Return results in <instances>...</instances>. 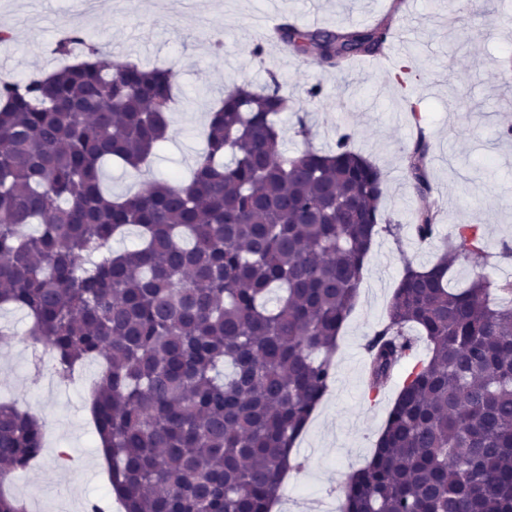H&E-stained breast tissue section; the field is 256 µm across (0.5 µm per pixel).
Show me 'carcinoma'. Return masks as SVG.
Masks as SVG:
<instances>
[{
    "label": "carcinoma",
    "instance_id": "carcinoma-1",
    "mask_svg": "<svg viewBox=\"0 0 512 512\" xmlns=\"http://www.w3.org/2000/svg\"><path fill=\"white\" fill-rule=\"evenodd\" d=\"M389 35L384 20L279 30L290 52L338 70ZM53 55L47 77L0 79V308L26 313L61 378L102 365L89 413L124 512H270L334 381L374 237L399 235L380 210L385 176L345 133L286 153L288 94L243 83L210 111L190 181L114 197L102 164L138 173L156 154L176 71L115 64L80 30ZM431 152L422 133L406 152L418 196L432 191ZM413 223L430 240L437 213ZM131 227L138 248L113 250ZM482 252L481 225L459 224L431 266L405 265L365 345L366 394L409 365L343 512H512V282L450 286L456 261ZM43 447L42 424L0 401V484ZM0 512H25L22 499L0 488Z\"/></svg>",
    "mask_w": 512,
    "mask_h": 512
}]
</instances>
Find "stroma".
I'll use <instances>...</instances> for the list:
<instances>
[{
	"label": "stroma",
	"instance_id": "1",
	"mask_svg": "<svg viewBox=\"0 0 512 512\" xmlns=\"http://www.w3.org/2000/svg\"><path fill=\"white\" fill-rule=\"evenodd\" d=\"M96 0L83 14L80 0H0V28L13 33L10 54L0 55V75L21 78L53 69L50 49L66 29L78 27L107 56L172 65L184 99L173 113L169 139L141 176L118 164L105 167V187L121 196L154 180L189 176L203 148L207 114L234 83L265 85L277 78L295 100L321 84L322 93L306 120L309 142L295 137L294 112L280 116L288 153L312 144L333 146L349 133L353 148L386 175L381 208L400 224L398 236L381 233L364 263L356 308L343 327L334 357L335 379L309 421L296 452L301 468L289 471L290 491L343 499L351 474L371 458L397 394L389 386L377 402L364 397L365 344L386 317L405 263L432 265L457 225L483 226L484 252L459 260L452 282L481 275L498 281L512 273L501 244L512 240V86L503 82L501 61L512 57V0ZM274 12L302 26L358 28L392 14L407 26L408 50L399 63L413 70L410 89L390 79L378 58L355 61L346 73L321 68L274 46L253 54L263 37L262 18ZM421 121H414L413 111ZM433 145L430 198L416 197L404 174L407 146L417 133ZM437 199L436 238L418 243L410 231L413 214ZM13 336L0 342V397L44 424L42 460L10 485L20 495L38 492L64 501L70 512H86L90 499L104 498L106 474L88 424L84 388L33 387L18 365L24 357L19 333L30 327L21 311L0 314Z\"/></svg>",
	"mask_w": 512,
	"mask_h": 512
}]
</instances>
